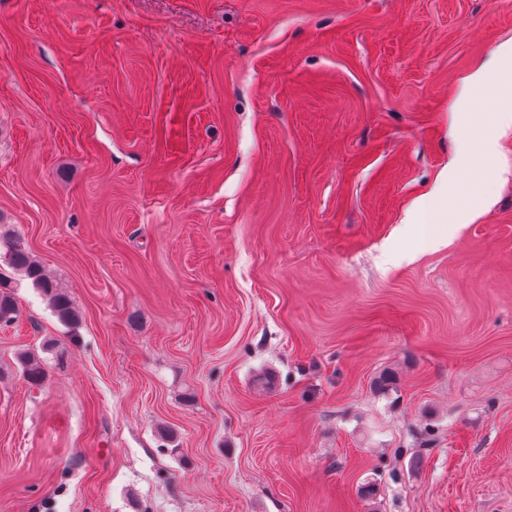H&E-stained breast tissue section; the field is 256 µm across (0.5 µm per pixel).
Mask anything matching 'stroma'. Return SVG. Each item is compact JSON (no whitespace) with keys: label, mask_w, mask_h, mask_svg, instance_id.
<instances>
[{"label":"stroma","mask_w":512,"mask_h":512,"mask_svg":"<svg viewBox=\"0 0 512 512\" xmlns=\"http://www.w3.org/2000/svg\"><path fill=\"white\" fill-rule=\"evenodd\" d=\"M509 39L512 0H0V228L79 315L0 261V512H512V130L446 246L406 221Z\"/></svg>","instance_id":"1"}]
</instances>
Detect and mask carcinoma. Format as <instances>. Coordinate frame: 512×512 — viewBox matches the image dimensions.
Here are the masks:
<instances>
[{
  "label": "carcinoma",
  "instance_id": "cac0c4a2",
  "mask_svg": "<svg viewBox=\"0 0 512 512\" xmlns=\"http://www.w3.org/2000/svg\"><path fill=\"white\" fill-rule=\"evenodd\" d=\"M2 257L12 271L29 280L48 298L59 320L64 323L77 321L78 314L68 293L46 274L43 266L19 237L0 231V258ZM16 313V302L8 290L7 281L0 277V322L13 319ZM19 362L27 381L35 386L41 385L45 377V369L40 361L29 353H23L19 357Z\"/></svg>",
  "mask_w": 512,
  "mask_h": 512
}]
</instances>
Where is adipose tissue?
<instances>
[{
  "instance_id": "adipose-tissue-1",
  "label": "adipose tissue",
  "mask_w": 512,
  "mask_h": 512,
  "mask_svg": "<svg viewBox=\"0 0 512 512\" xmlns=\"http://www.w3.org/2000/svg\"><path fill=\"white\" fill-rule=\"evenodd\" d=\"M471 86L477 88H491L496 96L497 123L501 127L512 126V41H506L500 45L497 54V62L494 67L482 68L474 72L470 78ZM497 139L493 135L484 134L480 138L463 136L460 140V154L457 161L450 165L442 175L438 187L439 194L448 198V210L444 213H437L433 210L431 199H421L415 202L413 214L417 223L420 224H442L446 219H454L455 223L466 224L472 218L470 206L460 201L455 188L459 183L467 162L475 153H483L490 156L495 154Z\"/></svg>"
}]
</instances>
